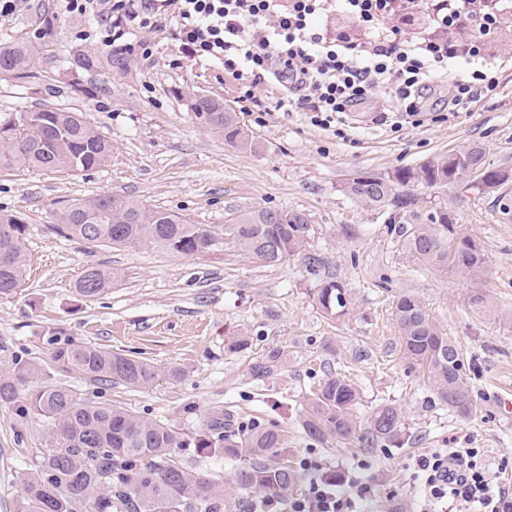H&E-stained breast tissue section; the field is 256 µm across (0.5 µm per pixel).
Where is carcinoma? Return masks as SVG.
I'll return each mask as SVG.
<instances>
[{"mask_svg":"<svg viewBox=\"0 0 512 512\" xmlns=\"http://www.w3.org/2000/svg\"><path fill=\"white\" fill-rule=\"evenodd\" d=\"M37 53L27 42L0 43V74L15 79L33 77ZM126 58L109 52L77 49L64 67L73 73L123 68ZM191 111L225 142L254 151L258 143L239 125L224 101L198 97ZM19 123L15 137L0 138V170L57 169L84 172L105 165L112 143L78 112L45 108L17 112L6 123ZM484 169L488 182L470 184V174ZM512 179V171L485 166L475 147L429 159L417 167L395 170L386 177L358 176L345 183L352 197L374 206L402 211L398 237L411 258L440 274L478 275L487 265L480 243L453 223L448 205L436 203L415 211L417 198L400 187L465 186L495 194ZM298 210L257 209L242 214L224 232L248 255L271 266L301 257L315 277L312 298L316 309L336 320L349 312L350 294L344 281L328 270L323 258L308 249L313 225ZM62 231L89 244L111 247L149 242L183 256L205 252L215 244L202 224H190L162 210H149L136 201L114 195L77 199L59 214ZM25 224L14 214L0 213V283L21 286L27 267ZM118 273L98 265L86 266L74 285L77 296L97 297L112 288ZM402 358L423 373L440 404L462 417L476 416L482 406L471 394L462 351L430 318L411 294L396 301ZM51 362L103 386L149 389L159 376L150 362L91 343H60ZM279 353L271 351L250 367L262 379L270 374ZM360 390L341 375H327L304 408L303 429L317 442L358 441L369 450L381 442L401 443L404 414L392 404L378 406L366 422L358 420ZM0 403L15 407L22 419L34 418L42 428L45 448L32 461L17 501V512H223L226 485L207 480L195 470L186 449L196 455L222 454L233 463L234 488L274 498L288 495L297 471L288 462L281 434L252 424L237 432L225 430L224 413L214 412L202 431L186 436L170 424L135 415L106 401L83 396L78 389L53 382L44 366L15 356L0 368Z\"/></svg>","mask_w":512,"mask_h":512,"instance_id":"carcinoma-1","label":"carcinoma"}]
</instances>
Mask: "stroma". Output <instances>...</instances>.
Listing matches in <instances>:
<instances>
[{
  "instance_id": "stroma-1",
  "label": "stroma",
  "mask_w": 512,
  "mask_h": 512,
  "mask_svg": "<svg viewBox=\"0 0 512 512\" xmlns=\"http://www.w3.org/2000/svg\"><path fill=\"white\" fill-rule=\"evenodd\" d=\"M51 38H42L45 19ZM110 27L67 13L64 0H17L0 18V42L39 43L37 76H0V120L17 112L58 107L84 113L112 143V157L88 172H0V210L26 226V279L0 297V363L12 356L49 360L55 344H97L142 358L161 374L152 388H109L67 372L57 381L87 396L120 403L130 412L169 422L188 436L208 415L224 410L240 422L277 426L288 458L299 467L304 493L315 463L320 473L359 476L372 487L369 512H418L421 482L412 461L436 448H475L490 475L512 486V418L499 403L512 401V181L500 194L460 186L419 187V210L445 202L456 223L481 243L487 266L479 277L439 275L403 253L394 226L400 216L372 207L344 190L358 173L384 175L417 166L436 155L482 148L487 165L512 170V69L499 94L443 122L394 133L373 123L385 96H371L359 115H348L342 135L311 124L307 113L281 106L288 92L258 85V101L270 107L264 123L242 111L238 80L222 65L181 53L170 30L135 31L128 42H148L151 58L132 55L128 66L73 75L63 67L82 47L108 52ZM223 99L259 143L257 151L229 146L189 108L192 98ZM118 195L149 209L176 214L213 232L210 251L182 256L142 243L114 249L70 239L57 228V213L72 200ZM300 210L315 227L310 249L347 284L352 307L331 321L316 310L315 279L299 259L265 265L225 236L224 227L248 211ZM117 271L103 295L77 297L74 284L85 265ZM480 290L492 308L475 313L467 304ZM416 296L449 340L471 355L469 387L481 415L463 418L436 404L422 375L401 357L395 302ZM249 340L233 353L228 343ZM280 360L264 379L253 363L270 351ZM178 368L179 380L167 371ZM359 388L360 420L390 403L406 413L403 444L364 451L357 443H319L302 428L305 400L328 373ZM44 440L38 424L0 404V512H16L23 478Z\"/></svg>"
}]
</instances>
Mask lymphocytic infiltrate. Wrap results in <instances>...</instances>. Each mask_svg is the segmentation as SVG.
I'll list each match as a JSON object with an SVG mask.
<instances>
[{
  "mask_svg": "<svg viewBox=\"0 0 512 512\" xmlns=\"http://www.w3.org/2000/svg\"><path fill=\"white\" fill-rule=\"evenodd\" d=\"M173 7V34L186 53L219 61L241 80L239 100L255 102L258 85L271 79L286 87L288 104L328 130L375 92L387 103L377 117L392 132L423 121V100L435 79L449 77L442 111L454 115L497 95L503 66L486 53L512 0H162ZM70 13L109 25L114 39L127 31L162 28L153 0H66ZM339 12L359 35L329 32L324 21ZM424 13L429 27L405 32L403 23ZM474 24L468 39L457 30ZM477 449H439L420 456L421 512H512V489L481 468ZM369 488L314 476L289 512H364Z\"/></svg>",
  "mask_w": 512,
  "mask_h": 512,
  "instance_id": "lymphocytic-infiltrate-1",
  "label": "lymphocytic infiltrate"
}]
</instances>
